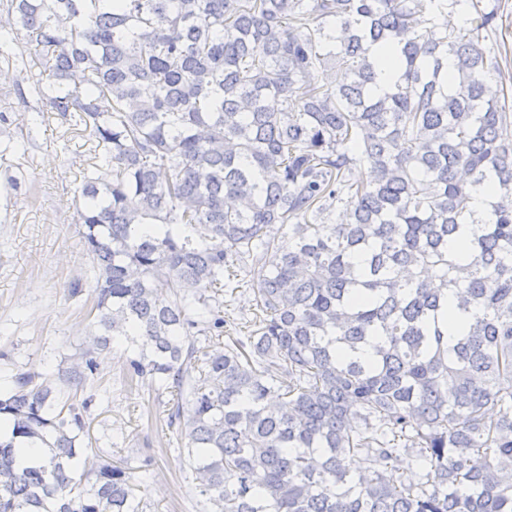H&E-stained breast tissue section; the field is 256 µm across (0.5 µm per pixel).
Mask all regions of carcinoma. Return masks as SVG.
<instances>
[{"mask_svg": "<svg viewBox=\"0 0 512 512\" xmlns=\"http://www.w3.org/2000/svg\"><path fill=\"white\" fill-rule=\"evenodd\" d=\"M497 16L0 0V59H34L30 91L94 145L75 212L96 279L73 368L0 388V512H143L128 467L79 460L88 402L57 400L116 340L130 379L172 390L218 512H512V107L481 47ZM377 48L399 73L382 93ZM243 275L253 329L226 338Z\"/></svg>", "mask_w": 512, "mask_h": 512, "instance_id": "1", "label": "carcinoma"}]
</instances>
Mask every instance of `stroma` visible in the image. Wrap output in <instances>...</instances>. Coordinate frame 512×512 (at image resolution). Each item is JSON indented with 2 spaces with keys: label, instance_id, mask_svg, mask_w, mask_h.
<instances>
[{
  "label": "stroma",
  "instance_id": "stroma-1",
  "mask_svg": "<svg viewBox=\"0 0 512 512\" xmlns=\"http://www.w3.org/2000/svg\"><path fill=\"white\" fill-rule=\"evenodd\" d=\"M40 101L20 67L0 61V379L17 371L51 374L71 366L84 346L94 297L91 263L74 222V199L93 144L56 112L28 123ZM80 280V292L69 284ZM130 350L113 344L98 372L71 396L90 399L85 452L105 451L130 467L146 512H211L198 496L168 428L166 390L127 381Z\"/></svg>",
  "mask_w": 512,
  "mask_h": 512
}]
</instances>
